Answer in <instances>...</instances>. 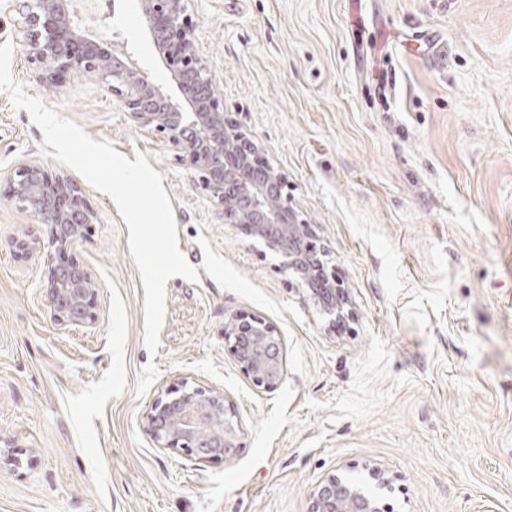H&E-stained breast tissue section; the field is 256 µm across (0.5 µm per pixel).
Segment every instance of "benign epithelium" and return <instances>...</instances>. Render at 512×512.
I'll list each match as a JSON object with an SVG mask.
<instances>
[{"label": "benign epithelium", "instance_id": "7a95c632", "mask_svg": "<svg viewBox=\"0 0 512 512\" xmlns=\"http://www.w3.org/2000/svg\"><path fill=\"white\" fill-rule=\"evenodd\" d=\"M189 0H137L155 54L176 83L180 96L165 95L133 56L106 46L74 20L73 0H6L18 14L14 34L29 50L39 78L56 83L68 72L93 80L117 98L129 121L159 134L192 161L197 184L221 206L225 224H236L284 258V266L335 325L349 303L348 289L325 269L313 271L301 253L313 225L288 205L286 180L258 159L260 147L224 113L215 79L198 51L199 23ZM9 198L27 212L37 231L13 241L23 255L41 258V288L50 319L61 326H83L97 319L98 288L87 269L61 255L97 221L83 188L63 174H51L35 161H23L8 175ZM224 341L255 386L272 389L284 379L283 342L266 320L236 313L224 321ZM144 431L159 448L184 450L203 460H221L239 445L242 423L236 403L185 380L159 393L146 413ZM375 485L332 474L313 489L311 512H389L381 472H369Z\"/></svg>", "mask_w": 512, "mask_h": 512}]
</instances>
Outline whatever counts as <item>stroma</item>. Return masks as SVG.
<instances>
[{"label":"stroma","instance_id":"1","mask_svg":"<svg viewBox=\"0 0 512 512\" xmlns=\"http://www.w3.org/2000/svg\"><path fill=\"white\" fill-rule=\"evenodd\" d=\"M100 39L178 89L134 0H90ZM224 110L285 174L291 205L349 290L330 332L280 261L197 185L189 162L94 81L40 83L0 13L25 92L161 173L199 283L166 285L158 351L129 229L97 214L67 253L96 280L97 319L61 328L33 220L7 197L19 162L51 173L29 111L0 92V512H311L339 471L376 467L394 512H512V0H189ZM245 311L273 324L285 377L256 387L224 343ZM233 398L228 458L156 447L142 418L180 379Z\"/></svg>","mask_w":512,"mask_h":512}]
</instances>
